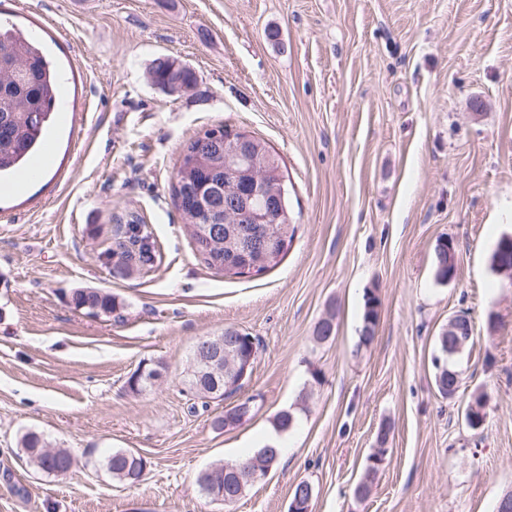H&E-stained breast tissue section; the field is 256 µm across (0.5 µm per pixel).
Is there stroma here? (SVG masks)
<instances>
[{
	"mask_svg": "<svg viewBox=\"0 0 512 512\" xmlns=\"http://www.w3.org/2000/svg\"><path fill=\"white\" fill-rule=\"evenodd\" d=\"M0 18L67 93L52 168L0 195V512H288L302 479L312 512H495L512 492V279L490 263L512 234V0H0ZM161 56L190 65L196 87L156 88ZM220 123L264 140L285 174L295 235L257 277L207 268L171 195L184 146ZM135 218L161 258L123 275L105 251ZM442 238L457 247L446 283ZM80 289L120 307L89 315ZM369 290L381 313L363 346ZM330 310L334 335L315 342ZM461 313L474 342L445 399L432 358ZM228 327L258 350L242 392L254 415L224 430L232 399L199 406L186 377L195 344ZM148 364L161 380L131 392ZM283 410L298 422L278 467L232 505L202 494L199 474L255 452ZM30 431L69 450L72 470L30 465ZM115 449L145 458L139 482L112 479ZM385 452L386 448H377L376 451L368 457V464L365 468L364 475L355 488V496L358 499H364L370 494L375 476L385 459Z\"/></svg>",
	"mask_w": 512,
	"mask_h": 512,
	"instance_id": "1",
	"label": "stroma"
}]
</instances>
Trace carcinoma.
Returning a JSON list of instances; mask_svg holds the SVG:
<instances>
[{"instance_id":"cac0c4a2","label":"carcinoma","mask_w":512,"mask_h":512,"mask_svg":"<svg viewBox=\"0 0 512 512\" xmlns=\"http://www.w3.org/2000/svg\"><path fill=\"white\" fill-rule=\"evenodd\" d=\"M150 75L157 83H166L182 79L194 80V74L185 70L182 63L169 57L156 58L150 68ZM61 79L53 69L51 62L32 41L22 33L7 26L0 25V176L17 173L28 164L30 159L42 151L47 132L53 122L54 114L60 98ZM200 137L191 139L183 150L178 173L183 175L187 183L201 191H206L209 183L224 179L223 157L205 156L204 160L194 166L191 153L197 149ZM184 226L193 239H199V231L205 224L197 220L194 203L184 202L180 208ZM136 224H116L112 229V247L108 255H117L128 261H136L140 266L153 267L154 253L142 247H137L138 238ZM271 231L282 237V242H273L274 259L270 265L277 264V258L288 250L294 237V226L291 224H272ZM75 307L84 309L88 314H112L117 311L119 303L109 294L96 290L81 289L73 293ZM380 298L371 292L364 297L362 328L359 344L367 346L374 340L380 320ZM335 316L329 314V319L320 320L314 330L315 339L319 342L328 341L335 331ZM454 338L444 329L437 336L436 344L439 356L434 358V386L441 397L451 398L458 392L460 379L456 371L448 367V344ZM160 365L149 366L145 372L135 373L128 380L131 391L139 393L153 386L151 377L153 371ZM189 389L200 398H224L237 393L243 387L239 383L227 387L224 377H211L202 374L197 368L188 375ZM483 406L482 397L476 396L467 406L465 418L473 429L483 426L486 414L473 409V406ZM234 411V426H240L252 418L253 400L247 398L232 407ZM22 448L29 462L38 470L47 474L63 475L69 472L75 459L64 448L55 449L49 455L45 452L47 444L35 432H28L21 440ZM386 449L378 448L368 457L361 481L355 488V496L366 498L382 462ZM280 459V449L265 445L245 459H235L222 463L224 472V496L235 495L242 497L249 488L248 481L243 478L245 468L267 467L274 468ZM144 457L131 450L116 449L105 458L106 470L112 478L120 482L134 483V475L141 469Z\"/></svg>"}]
</instances>
